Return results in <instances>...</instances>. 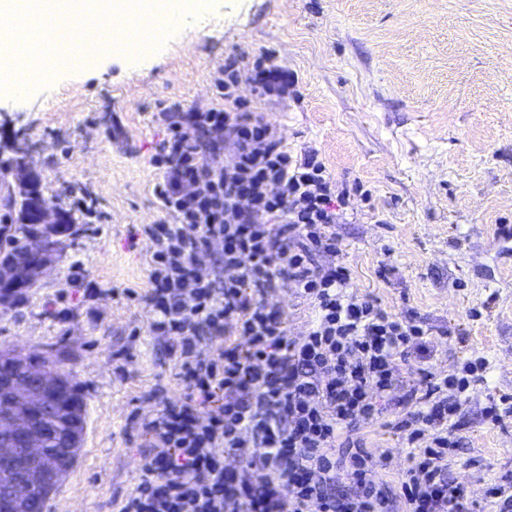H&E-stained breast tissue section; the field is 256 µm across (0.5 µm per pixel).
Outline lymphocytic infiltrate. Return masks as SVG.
Segmentation results:
<instances>
[{
	"instance_id": "lymphocytic-infiltrate-1",
	"label": "lymphocytic infiltrate",
	"mask_w": 512,
	"mask_h": 512,
	"mask_svg": "<svg viewBox=\"0 0 512 512\" xmlns=\"http://www.w3.org/2000/svg\"><path fill=\"white\" fill-rule=\"evenodd\" d=\"M168 137L155 164L163 219L143 225L153 245L144 299L152 335L168 340L185 393L142 416L150 450L116 512H512V474L469 496L450 474L463 407L488 361L442 376L411 363L426 331L413 317L359 293L340 261L332 184L310 157L293 164L260 120L236 112L160 113ZM205 133L212 152L188 145ZM231 150L226 168L215 155ZM197 184L195 196L180 193ZM281 191L269 195L267 185ZM250 197L242 213L236 200ZM212 256L201 274V254ZM331 256L320 264L321 256ZM287 293L311 310L291 330ZM392 404V429L411 447L399 492L381 476L364 430ZM238 458L225 465V455Z\"/></svg>"
}]
</instances>
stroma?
I'll return each instance as SVG.
<instances>
[{"instance_id": "1", "label": "stroma", "mask_w": 512, "mask_h": 512, "mask_svg": "<svg viewBox=\"0 0 512 512\" xmlns=\"http://www.w3.org/2000/svg\"><path fill=\"white\" fill-rule=\"evenodd\" d=\"M232 55L287 72L282 93L240 92L347 193L336 235L358 291L416 316L432 372L487 358L450 465L481 498L512 470V416L483 413L487 394L512 396V0H212L141 58L0 98V141L36 144L50 195L88 227L0 311V351L50 352L83 399L77 457L46 512H112L139 476L136 415L156 409L155 389L184 395L153 312L120 291L149 287L151 243L134 231L163 217L156 114L232 109L218 90ZM366 438L397 484L401 437L381 421Z\"/></svg>"}]
</instances>
